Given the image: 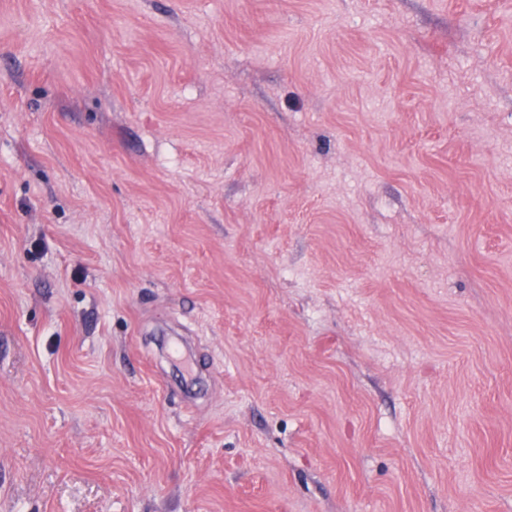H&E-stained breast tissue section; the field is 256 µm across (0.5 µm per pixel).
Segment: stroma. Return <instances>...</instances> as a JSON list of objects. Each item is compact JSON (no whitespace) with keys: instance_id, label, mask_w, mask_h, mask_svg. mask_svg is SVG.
Returning a JSON list of instances; mask_svg holds the SVG:
<instances>
[{"instance_id":"1","label":"stroma","mask_w":512,"mask_h":512,"mask_svg":"<svg viewBox=\"0 0 512 512\" xmlns=\"http://www.w3.org/2000/svg\"><path fill=\"white\" fill-rule=\"evenodd\" d=\"M0 512H512V0H0Z\"/></svg>"}]
</instances>
